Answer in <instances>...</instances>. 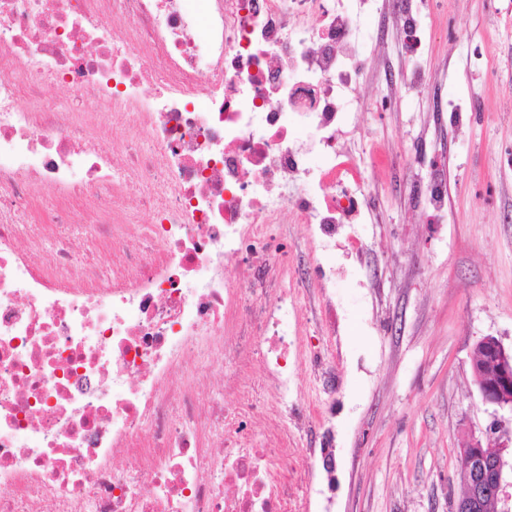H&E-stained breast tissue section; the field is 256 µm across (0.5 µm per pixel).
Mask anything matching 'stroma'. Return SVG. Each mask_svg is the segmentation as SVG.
<instances>
[{
  "mask_svg": "<svg viewBox=\"0 0 512 512\" xmlns=\"http://www.w3.org/2000/svg\"><path fill=\"white\" fill-rule=\"evenodd\" d=\"M422 47L404 55L385 11L363 23L368 69L352 122L363 148L401 157L375 178L357 233L361 255L337 251L336 493L332 512H452L462 433L483 435L512 411L483 403L475 343L512 351V0H415ZM394 92L388 112L374 101ZM448 221H426L436 173Z\"/></svg>",
  "mask_w": 512,
  "mask_h": 512,
  "instance_id": "1",
  "label": "stroma"
}]
</instances>
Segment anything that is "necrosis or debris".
Wrapping results in <instances>:
<instances>
[{"label":"necrosis or debris","mask_w":512,"mask_h":512,"mask_svg":"<svg viewBox=\"0 0 512 512\" xmlns=\"http://www.w3.org/2000/svg\"><path fill=\"white\" fill-rule=\"evenodd\" d=\"M348 2L0 0V512H309L327 256L373 194Z\"/></svg>","instance_id":"4bbe7bcc"}]
</instances>
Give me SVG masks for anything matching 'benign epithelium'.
<instances>
[{"instance_id":"7a95c632","label":"benign epithelium","mask_w":512,"mask_h":512,"mask_svg":"<svg viewBox=\"0 0 512 512\" xmlns=\"http://www.w3.org/2000/svg\"><path fill=\"white\" fill-rule=\"evenodd\" d=\"M475 350L471 369L483 401L512 410V351L493 336L479 340ZM511 447L512 437H460L458 469L465 494L454 504V512H485L490 504L512 502V483L504 478L505 455Z\"/></svg>"}]
</instances>
